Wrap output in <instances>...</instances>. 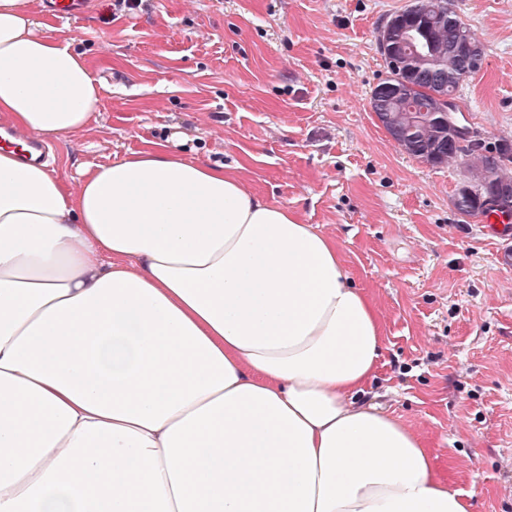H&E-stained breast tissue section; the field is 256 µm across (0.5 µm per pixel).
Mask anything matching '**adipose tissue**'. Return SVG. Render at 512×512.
Segmentation results:
<instances>
[{"label": "adipose tissue", "instance_id": "obj_1", "mask_svg": "<svg viewBox=\"0 0 512 512\" xmlns=\"http://www.w3.org/2000/svg\"><path fill=\"white\" fill-rule=\"evenodd\" d=\"M0 0V120L84 130L74 38ZM374 303L335 240L162 144L70 184L0 149V512H471L363 400Z\"/></svg>", "mask_w": 512, "mask_h": 512}]
</instances>
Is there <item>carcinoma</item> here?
<instances>
[{
  "label": "carcinoma",
  "mask_w": 512,
  "mask_h": 512,
  "mask_svg": "<svg viewBox=\"0 0 512 512\" xmlns=\"http://www.w3.org/2000/svg\"><path fill=\"white\" fill-rule=\"evenodd\" d=\"M457 14L444 0L443 14L410 13L406 8L389 17L383 28L393 30L394 53L405 61L404 66L388 69L386 81H401L417 86L407 99L371 97L373 112L383 115L384 129L410 156L418 159L436 148L431 165L440 166L459 156L445 149L448 127L443 121V105L438 97L449 99L457 107L456 94L463 81L462 74L469 61L456 50L458 42H469L475 56L483 58V48L473 39L466 25L457 26L451 19ZM468 153L478 163L473 178L458 189L454 205L466 215L501 213L512 217V198L495 204L487 203L494 193L487 185L506 183L512 186V176L506 169L512 164V143L501 141L493 146L477 140L470 142Z\"/></svg>",
  "instance_id": "carcinoma-1"
}]
</instances>
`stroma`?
I'll return each instance as SVG.
<instances>
[{
    "mask_svg": "<svg viewBox=\"0 0 512 512\" xmlns=\"http://www.w3.org/2000/svg\"><path fill=\"white\" fill-rule=\"evenodd\" d=\"M411 0H144L90 13L31 8L101 89L81 132L49 138L80 179L163 143L223 164L266 201L336 240L374 301L384 350L365 400L427 444L473 512H512V228L461 215L469 158L429 166L378 123L380 27ZM485 51L457 105L473 139L512 142V0H450Z\"/></svg>",
    "mask_w": 512,
    "mask_h": 512,
    "instance_id": "stroma-1",
    "label": "stroma"
}]
</instances>
